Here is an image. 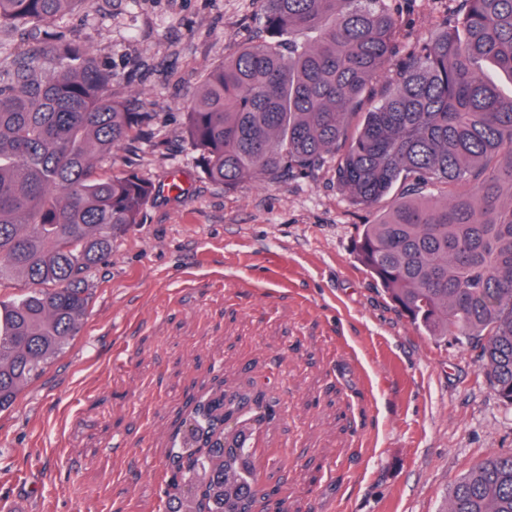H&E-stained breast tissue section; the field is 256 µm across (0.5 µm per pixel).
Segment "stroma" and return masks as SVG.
Listing matches in <instances>:
<instances>
[{"label":"stroma","instance_id":"35a3bbf8","mask_svg":"<svg viewBox=\"0 0 512 512\" xmlns=\"http://www.w3.org/2000/svg\"><path fill=\"white\" fill-rule=\"evenodd\" d=\"M401 51L458 0H391ZM261 0H94L68 23L149 113L112 154L157 195L89 272L78 336L0 412V500L27 512H165L175 436L225 393L275 411L259 485L288 512H446L478 461L512 451V406L481 348L430 336L354 254L376 213L331 167L227 190L195 163L185 112L205 70L261 27Z\"/></svg>","mask_w":512,"mask_h":512}]
</instances>
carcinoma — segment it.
<instances>
[{"instance_id": "obj_1", "label": "carcinoma", "mask_w": 512, "mask_h": 512, "mask_svg": "<svg viewBox=\"0 0 512 512\" xmlns=\"http://www.w3.org/2000/svg\"><path fill=\"white\" fill-rule=\"evenodd\" d=\"M457 22L397 58L387 0H262L259 35L207 70L185 118L206 177L226 189L332 165L351 201L394 199L360 229L357 258L412 323L480 343L512 405V0H460ZM91 0H0V412L77 336L85 282L156 189L102 171L148 117L112 98V69L66 25ZM397 61L385 90L378 83ZM437 181L447 199L413 196ZM244 405L202 402L179 437L170 512H253ZM242 426L224 437V415ZM449 512H512V453L476 463Z\"/></svg>"}]
</instances>
